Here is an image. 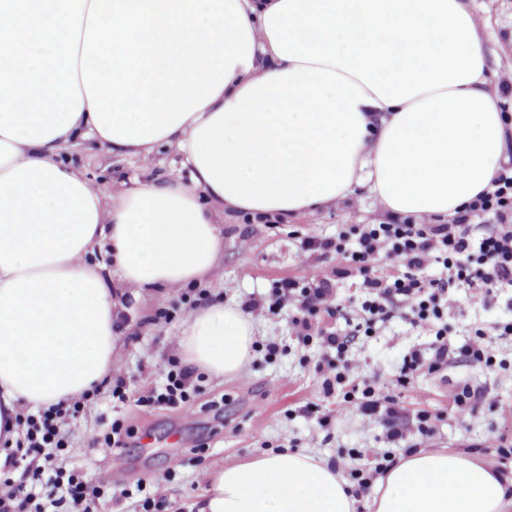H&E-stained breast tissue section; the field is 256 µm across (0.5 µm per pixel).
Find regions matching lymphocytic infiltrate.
<instances>
[{
	"label": "lymphocytic infiltrate",
	"mask_w": 512,
	"mask_h": 512,
	"mask_svg": "<svg viewBox=\"0 0 512 512\" xmlns=\"http://www.w3.org/2000/svg\"><path fill=\"white\" fill-rule=\"evenodd\" d=\"M312 250L336 257L332 275H314L305 280H278L270 294L245 302V312L278 313L293 306L292 324L298 345H319L335 353L323 371L324 396L337 397L344 410L376 416L386 425L387 443L398 445L410 435L430 436L433 416L422 411L413 427H406L398 395L416 373L440 374L462 359L494 368L497 364L489 339L511 336L512 320L492 322L471 331L463 344L448 336V298L464 289L465 302L490 303L499 294L512 292V161L492 181V188L479 194L447 224H416L411 218L380 224H359L352 236L311 241ZM439 264L429 274L431 264ZM357 279L362 293L358 321L347 331L334 323L342 308L336 285ZM402 317L413 328L428 332L426 348L404 356L389 384L378 378L351 379L349 353L360 339L374 336L379 324ZM188 367L170 369L163 393L141 396V403L178 407L191 401L196 387ZM68 413L51 407L21 418L20 450L25 456L43 458L42 466L29 471V481L0 495V512H98L108 491L120 488L119 480L99 479L90 484L67 471L60 455L66 446L61 426Z\"/></svg>",
	"instance_id": "obj_1"
}]
</instances>
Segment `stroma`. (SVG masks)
<instances>
[{
    "instance_id": "35a3bbf8",
    "label": "stroma",
    "mask_w": 512,
    "mask_h": 512,
    "mask_svg": "<svg viewBox=\"0 0 512 512\" xmlns=\"http://www.w3.org/2000/svg\"><path fill=\"white\" fill-rule=\"evenodd\" d=\"M474 8L488 20L493 33L489 51V85L499 89L512 74V0H474ZM71 158L95 187L114 192L134 181L188 180L174 150L162 148L153 164L113 155L107 148L86 141L67 149ZM385 214L368 202L326 206L301 213L291 220L267 223L238 214L224 220V255L219 277L208 283L214 299L244 304L264 294L285 277L307 278L330 273L335 258L304 251L302 239L329 237L353 224H378ZM172 309L169 320L153 321L158 308ZM120 373L139 390L162 386L170 361L179 359V336L192 308L177 290L162 289L139 294L123 288L117 307ZM291 308L279 316H257L255 342L259 349L246 370L216 379L198 372V393L190 404L178 407H146L135 401H113L110 385L88 402L71 420L63 456L70 471L93 480L108 468L124 473L128 493L105 503V512H142L145 497L161 500L160 512H193L205 484L207 470L238 463L277 447L296 450L330 461L353 448L376 447L385 428L379 420L355 412L337 414L335 400L325 399L314 367L324 354L314 349L301 352L292 343ZM512 318V305L500 300L487 305L453 304L448 328L456 340L466 338L471 327ZM427 336L399 318L393 319L357 351L352 377L379 375L388 382L403 357L425 347ZM281 344V351L267 356L265 344ZM492 345L508 365L490 371L462 360L451 363L445 374L415 375L401 400L409 413L420 410L446 412L455 387L466 382L484 394V404L470 418L468 428L452 419L438 422L434 434L422 441L426 450L447 448L469 456L478 449L494 453L501 436L512 437V341L493 339ZM310 402L322 404L335 418L329 430H321L303 416ZM121 419L134 432L123 449L106 447L103 437L113 419ZM152 479L146 491L141 480Z\"/></svg>"
}]
</instances>
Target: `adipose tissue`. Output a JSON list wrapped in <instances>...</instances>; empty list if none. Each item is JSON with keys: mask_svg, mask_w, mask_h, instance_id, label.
<instances>
[{"mask_svg": "<svg viewBox=\"0 0 512 512\" xmlns=\"http://www.w3.org/2000/svg\"><path fill=\"white\" fill-rule=\"evenodd\" d=\"M472 0H0V464L20 410L91 393L118 368L113 283L213 277L225 210L293 216L362 195L392 217L449 220L507 160ZM93 140L189 182L113 195L66 159ZM254 321L193 311L186 365L251 362ZM369 512H505L512 482L411 450ZM339 472L278 451L215 469L197 512H358Z\"/></svg>", "mask_w": 512, "mask_h": 512, "instance_id": "obj_1", "label": "adipose tissue"}]
</instances>
